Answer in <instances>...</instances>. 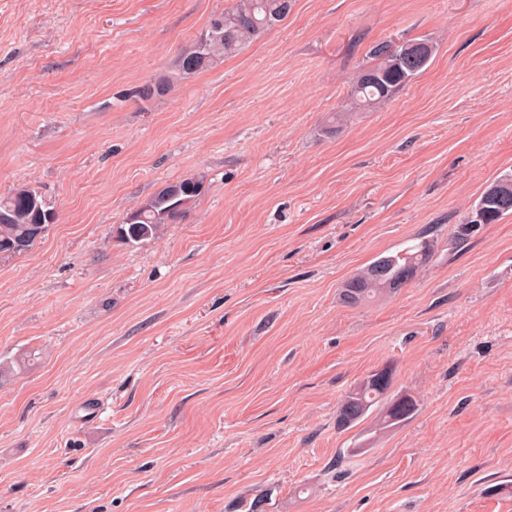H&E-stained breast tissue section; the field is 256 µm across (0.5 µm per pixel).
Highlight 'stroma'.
Returning a JSON list of instances; mask_svg holds the SVG:
<instances>
[{
    "mask_svg": "<svg viewBox=\"0 0 512 512\" xmlns=\"http://www.w3.org/2000/svg\"><path fill=\"white\" fill-rule=\"evenodd\" d=\"M231 4L0 0V194L57 216L0 258V363L30 359L0 384V512H512V214L451 240L512 171V0H291L182 74ZM411 39L427 68L356 106L370 48ZM423 240L407 286L343 302ZM386 365L417 413L338 428ZM203 188L204 180L201 176L188 177L167 185L149 200L150 209L143 213L141 219L133 224L128 223L132 215L141 213L137 208L126 217L124 228H120L123 236L129 241L138 242L154 238L167 224L175 222L169 220L168 211L176 204H190L202 193ZM431 254V244L423 241L417 247L377 258L367 268L345 281L342 286L345 301L358 305L396 292L398 289L394 288V284L400 276L404 273L415 276L429 262Z\"/></svg>",
    "mask_w": 512,
    "mask_h": 512,
    "instance_id": "1",
    "label": "stroma"
}]
</instances>
